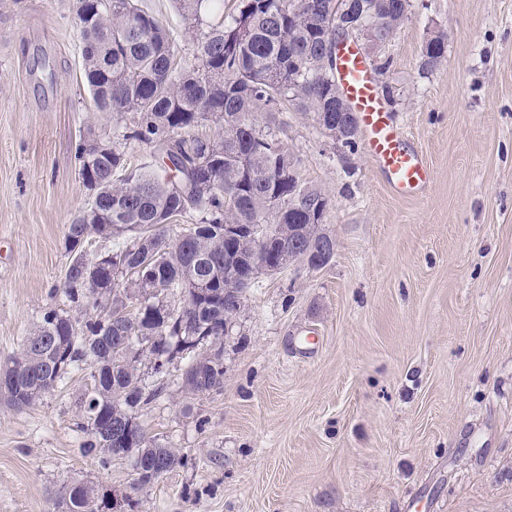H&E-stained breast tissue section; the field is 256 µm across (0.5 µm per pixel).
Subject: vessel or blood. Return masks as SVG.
Here are the masks:
<instances>
[{
    "label": "vessel or blood",
    "mask_w": 512,
    "mask_h": 512,
    "mask_svg": "<svg viewBox=\"0 0 512 512\" xmlns=\"http://www.w3.org/2000/svg\"><path fill=\"white\" fill-rule=\"evenodd\" d=\"M336 78L359 116L363 145L385 173L397 195H419L432 182V170L419 152L409 149L377 92L378 79L356 45L341 49Z\"/></svg>",
    "instance_id": "1"
}]
</instances>
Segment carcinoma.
<instances>
[{"mask_svg":"<svg viewBox=\"0 0 512 512\" xmlns=\"http://www.w3.org/2000/svg\"><path fill=\"white\" fill-rule=\"evenodd\" d=\"M178 0L196 40L190 62L177 59L167 24L139 0H78L76 26L84 74L101 112L138 114L123 138L156 143L168 172L131 169L125 153L78 146L81 179L96 174L97 211L66 225L72 254L62 293L84 311L73 317L47 308L19 353L0 365V398L27 407L52 393L73 370H87L81 399L83 453L107 468L118 453L140 463V489L184 465L185 456L139 430L126 440L122 425L166 388L167 341L188 328L218 342L189 344L181 359L183 391L224 390V321L238 313L249 285L244 238H225L226 224H319L329 199L299 180L286 144L259 128L260 112L336 117V0ZM408 0H359L344 22L371 29L368 42L389 41L408 19ZM446 36L424 46V67L444 59ZM110 46L112 72L98 68L97 51ZM209 123L213 132L192 134ZM199 219H194V216ZM189 219L177 234L170 225ZM93 235L125 238L112 252L87 258ZM182 298L159 305L150 284ZM149 360L154 384L144 382ZM64 512H113L103 486L64 487Z\"/></svg>","mask_w":512,"mask_h":512,"instance_id":"cac0c4a2","label":"carcinoma"}]
</instances>
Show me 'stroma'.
Here are the masks:
<instances>
[{"instance_id": "obj_1", "label": "stroma", "mask_w": 512, "mask_h": 512, "mask_svg": "<svg viewBox=\"0 0 512 512\" xmlns=\"http://www.w3.org/2000/svg\"><path fill=\"white\" fill-rule=\"evenodd\" d=\"M139 4L192 59L175 0ZM76 5L0 0V363L47 307L72 309L65 228L91 202L77 145L96 135L131 166L162 164L125 139L133 113L96 108ZM383 54V103L430 187L396 195L364 150L279 114L301 179L330 200L334 257L259 275L224 338L222 393L185 395L170 366L139 420L187 462L132 512H512V0H411ZM89 386L78 371L29 407L0 403V512H58L75 482L128 493V460L81 451Z\"/></svg>"}]
</instances>
